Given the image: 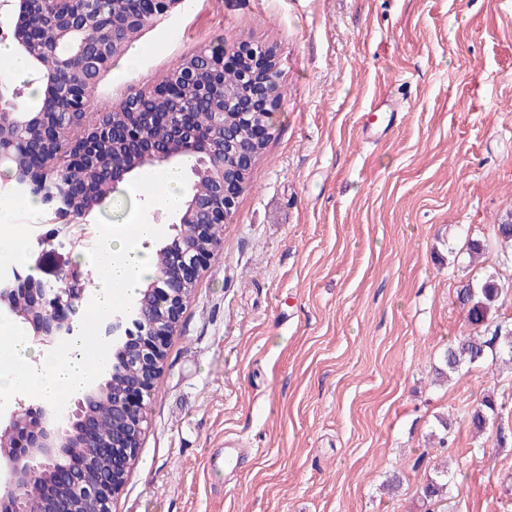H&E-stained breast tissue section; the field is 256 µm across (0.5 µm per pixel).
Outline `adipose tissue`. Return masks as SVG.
Listing matches in <instances>:
<instances>
[{
	"instance_id": "obj_1",
	"label": "adipose tissue",
	"mask_w": 512,
	"mask_h": 512,
	"mask_svg": "<svg viewBox=\"0 0 512 512\" xmlns=\"http://www.w3.org/2000/svg\"><path fill=\"white\" fill-rule=\"evenodd\" d=\"M157 234V225L144 212L133 228L113 229L111 243L97 259L110 286L98 294L96 313H110L120 298L133 296L136 288L153 275L152 255L145 245ZM96 377L95 357L85 347L84 334H77L70 341L67 355L62 358L36 354L17 324L0 325V398L31 395L55 401L78 392Z\"/></svg>"
}]
</instances>
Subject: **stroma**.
<instances>
[{
  "label": "stroma",
  "mask_w": 512,
  "mask_h": 512,
  "mask_svg": "<svg viewBox=\"0 0 512 512\" xmlns=\"http://www.w3.org/2000/svg\"><path fill=\"white\" fill-rule=\"evenodd\" d=\"M218 38L272 50L283 94L112 512H512V365L489 356L435 380L467 329L461 281L498 273L512 323V264L491 242L512 210V0H194L139 34L137 65L113 59L87 124ZM385 97L397 114L363 140ZM149 176L76 219L28 207L0 175L20 249L0 276L91 266ZM470 239L489 244L476 264ZM489 392L501 409L477 437L467 413ZM441 416L444 451L428 445ZM232 442L239 468L211 472ZM443 461L448 498L426 505Z\"/></svg>",
  "instance_id": "obj_1"
}]
</instances>
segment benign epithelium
Returning <instances> with one entry per match:
<instances>
[{"mask_svg":"<svg viewBox=\"0 0 512 512\" xmlns=\"http://www.w3.org/2000/svg\"><path fill=\"white\" fill-rule=\"evenodd\" d=\"M63 0H43L50 16L55 37L62 44H76L69 80L61 84L54 69L42 67V47L36 34L27 26L32 0H0V24L10 25L11 37L35 66L32 82L42 89V107L31 112L19 105L21 92L14 89L7 95L0 91V167L5 166L11 180L30 196L42 201L55 212L72 217H85L101 206L110 188L128 175L147 168L170 164L182 155L193 152L195 133L180 125L173 138L164 143L143 141L137 151L127 156L122 165L112 163V144L127 139V131L112 124L110 113H102L99 123L76 139L68 136L63 123L49 116L64 112L71 123L83 124L91 105L88 91L106 72L118 48L116 30L130 29L139 33L155 18L170 13L181 0H144L140 13L115 17L96 8L73 11L61 6ZM91 28L101 30L96 42L80 39ZM275 63L266 53V63L250 62L241 71L245 97L238 99L234 115L224 109L223 85L217 83L215 65L200 53L184 62L176 77L194 82L209 77L214 86L212 103L215 124L221 127L215 136L214 150L198 153L191 168L192 178L207 176L211 200L190 195L179 221L197 224L206 235L226 222L245 178L257 161V153L241 144L235 133L237 119L247 118L251 124L269 132L276 112L277 89L272 84ZM65 153L70 163L69 176L55 180L49 175L54 157ZM176 251L190 256L176 263L175 274L148 282L139 292L133 311L114 315L104 325L103 345L121 358L134 354L145 363L155 360L156 353L167 346V332H159L158 324L176 330L185 307L182 290L196 284L206 262L216 249H185L174 241ZM62 287L47 288V283L29 276L0 279V307L11 308L27 301L36 316L30 318L34 342L53 348L68 342L74 335L72 315L85 302V288L79 270L73 267L57 279ZM165 305L160 320H155V303ZM156 377L148 374L140 383L112 401V418L120 423L112 437L109 452L112 466L107 473L93 470L95 455L102 445L98 439L99 420L95 403L104 395L103 385L91 383L65 405L44 401L37 407L20 403L11 410L8 422L0 426V512H24V500L31 491L42 494L46 512H111L112 498L123 487L133 464L144 432V393L152 390ZM80 442L88 452L70 458L65 448ZM40 461L34 466V461Z\"/></svg>","mask_w":512,"mask_h":512,"instance_id":"benign-epithelium-1","label":"benign epithelium"}]
</instances>
